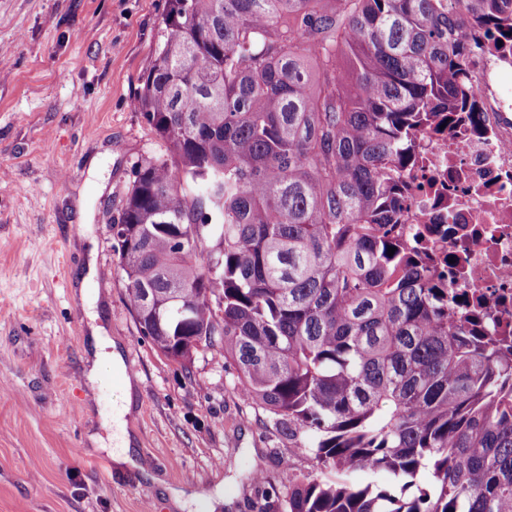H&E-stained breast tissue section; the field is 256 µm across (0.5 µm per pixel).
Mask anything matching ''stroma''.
Returning <instances> with one entry per match:
<instances>
[{
	"label": "stroma",
	"instance_id": "obj_1",
	"mask_svg": "<svg viewBox=\"0 0 512 512\" xmlns=\"http://www.w3.org/2000/svg\"><path fill=\"white\" fill-rule=\"evenodd\" d=\"M166 7L0 0V512H209L219 494L220 512H286L289 477L320 474L221 347L174 361L127 301L112 218L166 152L134 106ZM94 323L133 377L95 362ZM122 407L129 466L111 456Z\"/></svg>",
	"mask_w": 512,
	"mask_h": 512
}]
</instances>
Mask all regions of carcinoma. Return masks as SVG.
I'll list each match as a JSON object with an SVG mask.
<instances>
[{"label": "carcinoma", "mask_w": 512, "mask_h": 512, "mask_svg": "<svg viewBox=\"0 0 512 512\" xmlns=\"http://www.w3.org/2000/svg\"><path fill=\"white\" fill-rule=\"evenodd\" d=\"M473 9L512 39V0H167L136 101L168 154L112 248L141 336L221 344L308 434L327 476L290 481L288 512H512V352L394 232L414 133L465 95ZM381 471L399 490L358 481Z\"/></svg>", "instance_id": "cac0c4a2"}]
</instances>
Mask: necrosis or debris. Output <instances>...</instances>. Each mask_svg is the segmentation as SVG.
<instances>
[{
	"mask_svg": "<svg viewBox=\"0 0 512 512\" xmlns=\"http://www.w3.org/2000/svg\"><path fill=\"white\" fill-rule=\"evenodd\" d=\"M474 53L465 61L467 99L480 124L458 113L447 128L415 137L404 169L397 231L448 286L456 320L479 311L483 327L512 341V51L493 46L478 19L464 25Z\"/></svg>",
	"mask_w": 512,
	"mask_h": 512,
	"instance_id": "4bbe7bcc",
	"label": "necrosis or debris"
}]
</instances>
